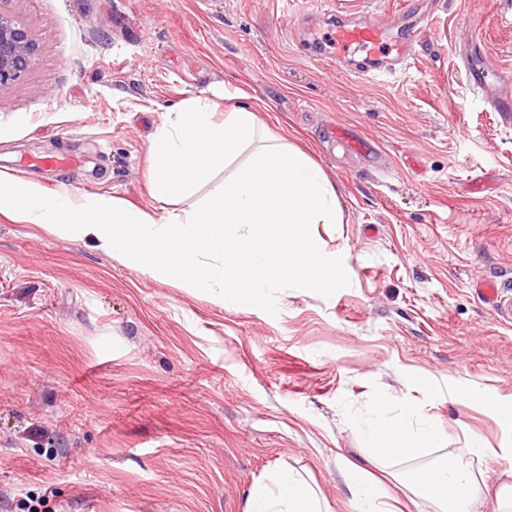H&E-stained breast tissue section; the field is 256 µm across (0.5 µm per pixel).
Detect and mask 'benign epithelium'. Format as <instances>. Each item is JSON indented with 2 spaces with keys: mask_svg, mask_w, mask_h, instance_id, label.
<instances>
[{
  "mask_svg": "<svg viewBox=\"0 0 512 512\" xmlns=\"http://www.w3.org/2000/svg\"><path fill=\"white\" fill-rule=\"evenodd\" d=\"M36 51L31 30L0 8V96L29 73Z\"/></svg>",
  "mask_w": 512,
  "mask_h": 512,
  "instance_id": "benign-epithelium-1",
  "label": "benign epithelium"
}]
</instances>
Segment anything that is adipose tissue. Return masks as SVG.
Instances as JSON below:
<instances>
[{"label":"adipose tissue","mask_w":512,"mask_h":512,"mask_svg":"<svg viewBox=\"0 0 512 512\" xmlns=\"http://www.w3.org/2000/svg\"><path fill=\"white\" fill-rule=\"evenodd\" d=\"M252 99L228 109L197 96L167 112L149 141L153 198L181 208L155 217L106 195L47 194L35 180L0 172V214L51 225L61 239L97 249L183 288H207L220 301L251 303L267 314L268 291L285 281L313 292L336 288L347 269L313 239L316 224L343 221L336 184L307 153L273 134ZM208 192L201 201L199 187ZM366 440L376 460H412L441 442L434 425L415 428L413 411L377 419ZM358 512H391L385 488L361 465L345 462ZM437 512H479L484 490L456 459L407 476ZM245 512H329L297 471L251 486Z\"/></svg>","instance_id":"obj_1"}]
</instances>
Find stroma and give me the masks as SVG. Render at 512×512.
I'll return each instance as SVG.
<instances>
[{"label":"stroma","instance_id":"stroma-1","mask_svg":"<svg viewBox=\"0 0 512 512\" xmlns=\"http://www.w3.org/2000/svg\"><path fill=\"white\" fill-rule=\"evenodd\" d=\"M348 23L424 17L419 52L359 76L314 0H6L39 45L0 96V171L155 216L148 145L165 108L239 88L335 181L318 241L335 291L278 288L280 311L159 281L85 240L0 216V512H244L282 468L357 512L344 461L377 477L372 401L413 407L489 486L512 467V120L469 87L460 50L512 76V0H342ZM348 131L373 151L336 146ZM62 156L67 171L42 168ZM496 281L501 305L475 288ZM486 448L468 452L472 438Z\"/></svg>","mask_w":512,"mask_h":512}]
</instances>
